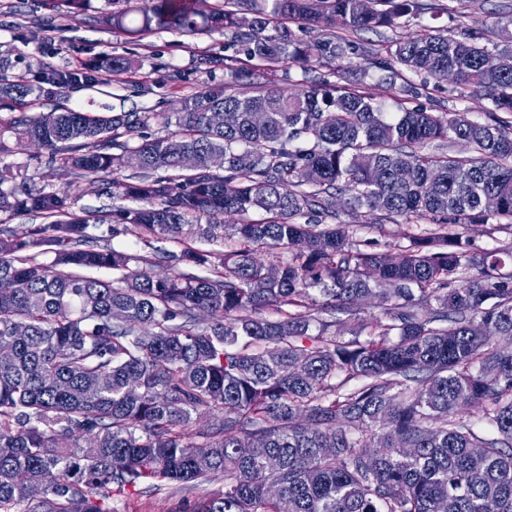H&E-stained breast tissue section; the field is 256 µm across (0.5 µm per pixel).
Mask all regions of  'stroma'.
I'll return each mask as SVG.
<instances>
[{
    "label": "stroma",
    "instance_id": "stroma-1",
    "mask_svg": "<svg viewBox=\"0 0 512 512\" xmlns=\"http://www.w3.org/2000/svg\"><path fill=\"white\" fill-rule=\"evenodd\" d=\"M432 12L420 19L400 22L382 33H363L366 42L379 38L401 39L419 33L422 27H436L450 34H460L470 27L473 17L487 20L483 30L486 45L499 43L502 31L512 32V0H473L471 13L449 10L450 0H429ZM110 0H91L89 10L74 13L64 0H0V83L32 80L39 66L68 71L83 62L98 59L111 61L120 57L133 60V67L112 75L104 83L88 87L78 83L57 89L44 110L55 107L108 109L114 112H145L163 107L170 112L182 98L207 84L235 86L230 72L218 68L206 69L202 56L227 55L223 33L188 36L174 31H150L139 41H130L118 30L105 26L100 18L111 11ZM346 80L359 83L361 89L391 108H411L423 105L436 112H459L470 108L468 100L458 97L453 84H442L440 91L423 90L418 98L403 95L399 89L380 84L376 76L364 75L359 62L345 67ZM4 163L26 170L38 187L66 190L73 197L76 213L108 211L113 202L101 196L88 181L73 182L71 177L50 175L34 147L13 149L0 158ZM341 222L353 223L354 235L365 249L396 253L407 245L412 231L406 223L381 220L376 215H365L352 221L347 210H340ZM89 233L111 247L153 258L152 270L167 273L171 258L179 254L182 245L175 240L143 243L133 233H113L111 224H93ZM204 499L203 492L183 489L173 484L154 493H132L109 501L111 512H195Z\"/></svg>",
    "mask_w": 512,
    "mask_h": 512
}]
</instances>
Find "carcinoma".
Masks as SVG:
<instances>
[{
  "label": "carcinoma",
  "instance_id": "1",
  "mask_svg": "<svg viewBox=\"0 0 512 512\" xmlns=\"http://www.w3.org/2000/svg\"><path fill=\"white\" fill-rule=\"evenodd\" d=\"M200 5L149 0L102 22L131 39L222 32L270 76L285 61L353 58L391 88L406 73L427 83L452 71L480 118L390 113L328 81L294 92L207 85L175 112H25L55 88L95 85L96 60L1 84L24 112L0 119V156L11 140H36L50 169L120 205L79 215L68 192L0 169V215L41 219L21 234L0 221V341L14 340L0 351V512H110L105 502L131 489L219 478L198 512H512V348L500 346L512 343V248L481 250L457 230L512 223V128L501 117L512 113V44L482 43L479 20L383 52L354 39L422 16V0ZM273 18L340 32L305 41ZM219 109L236 123L213 124ZM153 124L165 134L143 135ZM185 155L194 169L181 167ZM338 196L352 216L427 228L395 256L365 250L350 225L324 223ZM258 211L266 218L252 219ZM216 214L224 223H201ZM107 221L146 242L180 240L175 261L205 274H150L148 257L88 232ZM198 238L214 248L193 247ZM263 245L288 259L265 263ZM101 269L116 277L90 275ZM368 300L379 316L348 339L332 331L336 313L356 316Z\"/></svg>",
  "mask_w": 512,
  "mask_h": 512
}]
</instances>
